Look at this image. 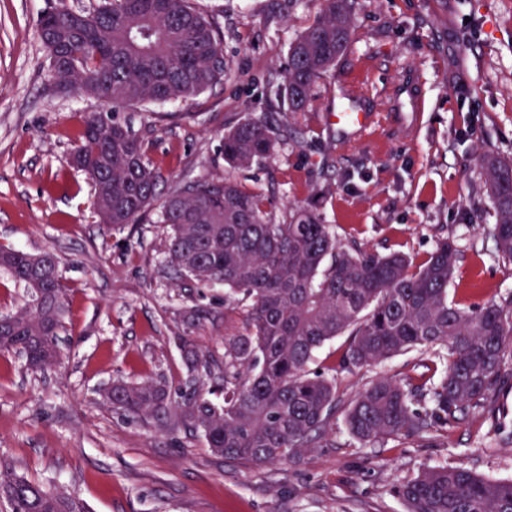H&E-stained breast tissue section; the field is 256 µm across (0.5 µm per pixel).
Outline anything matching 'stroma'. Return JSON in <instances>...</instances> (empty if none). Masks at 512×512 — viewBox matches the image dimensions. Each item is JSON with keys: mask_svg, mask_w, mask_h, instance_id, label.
I'll use <instances>...</instances> for the list:
<instances>
[{"mask_svg": "<svg viewBox=\"0 0 512 512\" xmlns=\"http://www.w3.org/2000/svg\"><path fill=\"white\" fill-rule=\"evenodd\" d=\"M99 0H0V247L54 253L69 301L60 357L31 372L0 353V459L18 475L83 500L89 512H404L396 484L428 466L512 479V374L485 409L443 436L362 445L335 416L301 461L255 467L214 455L176 412L134 417L102 403L113 378L188 375L181 338L224 374V338L244 312L224 287L181 280L165 256L168 230L153 206L138 223L100 224L94 187L71 166L82 116L97 98L59 90L37 33L50 8L93 11ZM223 38L222 82L187 101L123 109L164 178L162 194L230 177L283 217L309 208L342 243L425 258L452 235L458 262L448 298L463 307L512 294V264L489 230L479 157L512 155V0H358L351 44L288 114L280 90L291 43L324 0H191ZM417 81L423 121L401 136L390 114L396 86ZM374 114L352 138L327 116L347 105ZM290 130L274 160L230 167L220 138L245 117ZM445 363L412 350L380 373L420 382Z\"/></svg>", "mask_w": 512, "mask_h": 512, "instance_id": "obj_1", "label": "stroma"}]
</instances>
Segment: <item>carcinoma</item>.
<instances>
[{
	"label": "carcinoma",
	"mask_w": 512,
	"mask_h": 512,
	"mask_svg": "<svg viewBox=\"0 0 512 512\" xmlns=\"http://www.w3.org/2000/svg\"><path fill=\"white\" fill-rule=\"evenodd\" d=\"M356 0H325L320 18L290 45L283 104L304 110L312 87L352 40ZM51 73L66 65L67 89L112 107L189 100L224 78L222 40L190 0H100L92 12H45L37 23ZM77 155L92 181L105 224H134L157 201L162 175L116 112L83 116ZM224 160L249 167L275 157L279 135L246 118L221 138ZM492 205L499 257L512 264V158H480ZM170 229L167 263L200 286L222 284L226 301L246 313L244 333L224 338V404L192 378L186 390L166 382H112L103 399L133 416L176 408L212 453L262 467L298 462L317 447L335 417L336 377L313 372L316 353L348 337L337 369L360 370L402 352L447 355L435 381L379 375L344 409L349 434L368 445L425 437L484 406L512 357V295L482 305L448 301L457 250L439 239L420 262L402 252L373 254L341 244L310 210L278 221L262 195L231 178L187 184L161 204ZM51 260L44 299L0 328V352L24 354L42 371L58 360L66 288ZM33 255L0 250V268L24 285ZM406 512H512V480L493 481L460 466L423 469L395 486ZM0 500L9 512H88L76 498L19 476L0 460Z\"/></svg>",
	"instance_id": "cac0c4a2"
}]
</instances>
